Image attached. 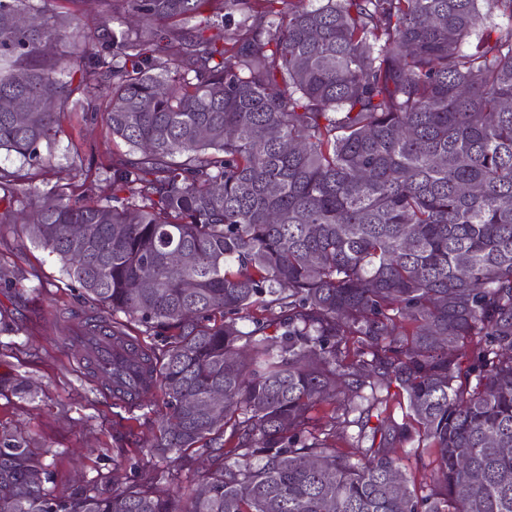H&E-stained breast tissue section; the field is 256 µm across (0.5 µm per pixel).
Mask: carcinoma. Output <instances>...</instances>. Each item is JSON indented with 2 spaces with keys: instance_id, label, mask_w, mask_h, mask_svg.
Segmentation results:
<instances>
[{
  "instance_id": "obj_1",
  "label": "carcinoma",
  "mask_w": 512,
  "mask_h": 512,
  "mask_svg": "<svg viewBox=\"0 0 512 512\" xmlns=\"http://www.w3.org/2000/svg\"><path fill=\"white\" fill-rule=\"evenodd\" d=\"M104 2L76 53L80 19L0 0V101L37 100L0 108V151L39 158L105 91L130 154L98 163L105 201L0 168V223L131 343L144 388L120 399L164 412L120 457L166 467L53 495L43 454L1 431L0 512H512V27L488 21L512 0ZM395 396L409 421L339 449L336 425ZM413 439L439 461L425 495L401 470ZM201 457L207 494H160Z\"/></svg>"
}]
</instances>
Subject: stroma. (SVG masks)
I'll return each mask as SVG.
<instances>
[{
  "mask_svg": "<svg viewBox=\"0 0 512 512\" xmlns=\"http://www.w3.org/2000/svg\"><path fill=\"white\" fill-rule=\"evenodd\" d=\"M126 151L102 122L76 110L41 145L39 163L1 152L0 167L29 170L33 186L46 191L74 156L88 162ZM0 271L13 280L0 287V374L24 375L31 389L23 399L0 397V429L21 432L46 450L51 490L100 481L111 475L118 450L134 447L138 436L127 428L125 409L84 365L81 348L67 340L69 327L96 310L73 290L57 259L7 224L0 226Z\"/></svg>",
  "mask_w": 512,
  "mask_h": 512,
  "instance_id": "stroma-1",
  "label": "stroma"
}]
</instances>
